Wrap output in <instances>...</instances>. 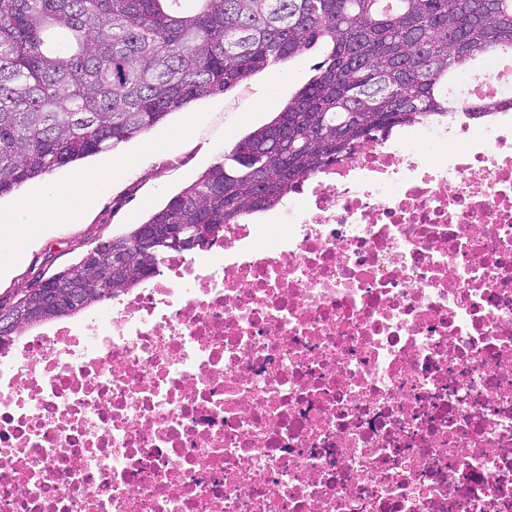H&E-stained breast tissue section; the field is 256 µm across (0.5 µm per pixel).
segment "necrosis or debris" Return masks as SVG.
<instances>
[{
    "instance_id": "necrosis-or-debris-1",
    "label": "necrosis or debris",
    "mask_w": 512,
    "mask_h": 512,
    "mask_svg": "<svg viewBox=\"0 0 512 512\" xmlns=\"http://www.w3.org/2000/svg\"><path fill=\"white\" fill-rule=\"evenodd\" d=\"M280 224L0 349V512H512V69Z\"/></svg>"
}]
</instances>
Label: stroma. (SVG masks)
Returning <instances> with one entry per match:
<instances>
[{"label": "stroma", "instance_id": "stroma-1", "mask_svg": "<svg viewBox=\"0 0 512 512\" xmlns=\"http://www.w3.org/2000/svg\"><path fill=\"white\" fill-rule=\"evenodd\" d=\"M322 46L251 75L241 86L172 113L165 123L119 146L133 164L103 192L80 222L55 224L12 273L0 279V304H11L39 275L50 276L96 245L146 219L151 209L194 182L239 138L268 123L311 78L324 59ZM167 139L164 149L151 144Z\"/></svg>", "mask_w": 512, "mask_h": 512}]
</instances>
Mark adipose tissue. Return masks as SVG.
<instances>
[{"label":"adipose tissue","instance_id":"obj_1","mask_svg":"<svg viewBox=\"0 0 512 512\" xmlns=\"http://www.w3.org/2000/svg\"><path fill=\"white\" fill-rule=\"evenodd\" d=\"M129 166L128 158L113 155L107 168L79 174L70 183L46 180L12 212L0 213V277L10 273L18 256L40 238L48 225L78 221Z\"/></svg>","mask_w":512,"mask_h":512}]
</instances>
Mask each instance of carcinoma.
I'll return each mask as SVG.
<instances>
[{"label": "carcinoma", "mask_w": 512, "mask_h": 512, "mask_svg": "<svg viewBox=\"0 0 512 512\" xmlns=\"http://www.w3.org/2000/svg\"><path fill=\"white\" fill-rule=\"evenodd\" d=\"M0 0V197L161 126L190 103L240 86L318 44L311 77L268 124L224 159L104 242L131 245L148 224H207L213 237L275 208L336 155L375 131L445 119L458 108L444 81L472 62L512 54V8L494 0ZM171 239L127 255L109 288L80 259L76 298L49 301L37 325L74 316L154 274ZM35 278L12 307L40 300Z\"/></svg>", "instance_id": "cac0c4a2"}]
</instances>
